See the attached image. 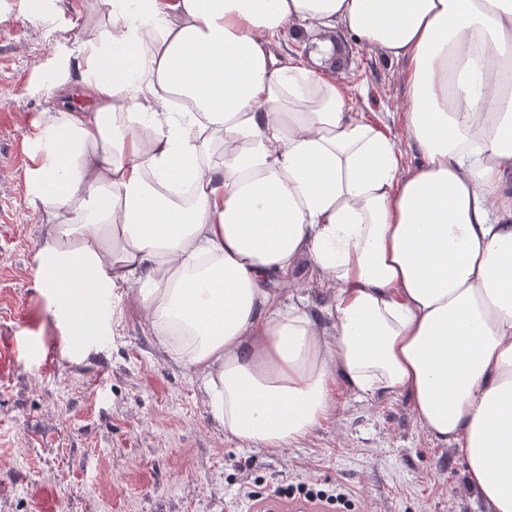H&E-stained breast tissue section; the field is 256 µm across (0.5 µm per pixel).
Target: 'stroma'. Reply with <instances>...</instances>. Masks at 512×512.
<instances>
[{"label": "stroma", "mask_w": 512, "mask_h": 512, "mask_svg": "<svg viewBox=\"0 0 512 512\" xmlns=\"http://www.w3.org/2000/svg\"><path fill=\"white\" fill-rule=\"evenodd\" d=\"M86 0H62V31L32 14L0 24V512H239L241 492L269 496L301 482L341 485L357 512H487L466 487L452 446L427 437L403 397L368 402L337 392L338 408L284 449L239 448L211 418L194 373L164 355L136 318L75 359L38 287L31 258L43 234L25 189L35 123L58 90L38 91V63L80 30ZM325 61L314 39L289 45L336 71L355 111L400 131L402 65L335 36ZM45 352L28 360L33 337Z\"/></svg>", "instance_id": "35a3bbf8"}]
</instances>
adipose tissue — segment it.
<instances>
[{
	"label": "adipose tissue",
	"mask_w": 512,
	"mask_h": 512,
	"mask_svg": "<svg viewBox=\"0 0 512 512\" xmlns=\"http://www.w3.org/2000/svg\"><path fill=\"white\" fill-rule=\"evenodd\" d=\"M339 30L403 63L417 168L281 54ZM52 74L85 103L40 113L26 190L74 352L139 318L242 448L406 397L512 512V0H93Z\"/></svg>",
	"instance_id": "ef3b65f1"
}]
</instances>
